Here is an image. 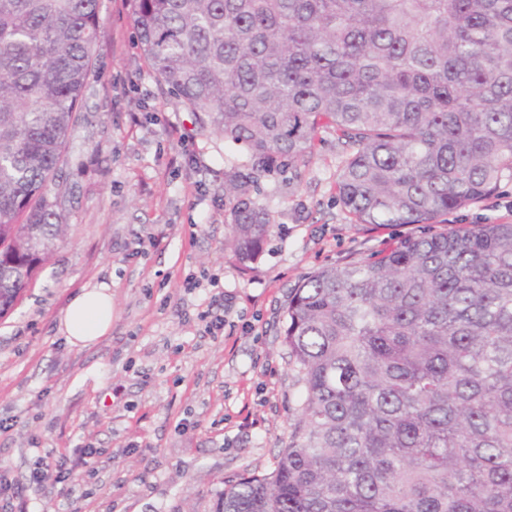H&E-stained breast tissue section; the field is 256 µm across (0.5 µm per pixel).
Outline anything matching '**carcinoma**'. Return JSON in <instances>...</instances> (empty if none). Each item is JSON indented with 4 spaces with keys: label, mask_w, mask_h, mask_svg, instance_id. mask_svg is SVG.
I'll use <instances>...</instances> for the list:
<instances>
[{
    "label": "carcinoma",
    "mask_w": 512,
    "mask_h": 512,
    "mask_svg": "<svg viewBox=\"0 0 512 512\" xmlns=\"http://www.w3.org/2000/svg\"><path fill=\"white\" fill-rule=\"evenodd\" d=\"M134 29L178 103L248 152L224 174L242 264L271 224L251 188L308 166L323 129L356 224H437L512 171V0H135ZM99 39L100 0H0V319L64 236L49 194ZM283 336L304 387L288 446L219 512H512L511 222L322 267Z\"/></svg>",
    "instance_id": "1"
}]
</instances>
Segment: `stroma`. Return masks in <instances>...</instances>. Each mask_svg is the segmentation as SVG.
Segmentation results:
<instances>
[{"mask_svg": "<svg viewBox=\"0 0 512 512\" xmlns=\"http://www.w3.org/2000/svg\"><path fill=\"white\" fill-rule=\"evenodd\" d=\"M95 70L71 136L59 199L64 239L0 320V466L29 512H217L225 482L267 471L288 443L303 387L283 343L288 299L325 266L361 260L418 232L351 223L338 201L342 148L321 132L312 162L262 179L253 196L271 232L256 262L236 261L224 173L247 151L199 133L136 44L134 0H100ZM512 222V172L447 216L451 227ZM155 237L156 247L139 243ZM206 273L201 288L185 274ZM106 282L112 328L69 344L59 318ZM223 314L210 334L199 314ZM99 449L80 485L29 475L36 457Z\"/></svg>", "mask_w": 512, "mask_h": 512, "instance_id": "35a3bbf8", "label": "stroma"}]
</instances>
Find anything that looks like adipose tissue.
Wrapping results in <instances>:
<instances>
[{
	"instance_id": "ef3b65f1",
	"label": "adipose tissue",
	"mask_w": 512,
	"mask_h": 512,
	"mask_svg": "<svg viewBox=\"0 0 512 512\" xmlns=\"http://www.w3.org/2000/svg\"><path fill=\"white\" fill-rule=\"evenodd\" d=\"M112 326V291L107 283L87 284L72 298L59 319V331L70 344L85 347L106 336Z\"/></svg>"
}]
</instances>
